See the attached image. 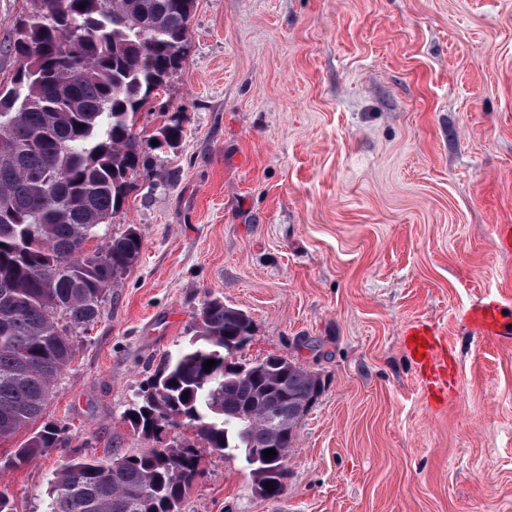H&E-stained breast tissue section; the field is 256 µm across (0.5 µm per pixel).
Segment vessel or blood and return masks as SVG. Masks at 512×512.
<instances>
[{
    "label": "vessel or blood",
    "mask_w": 512,
    "mask_h": 512,
    "mask_svg": "<svg viewBox=\"0 0 512 512\" xmlns=\"http://www.w3.org/2000/svg\"><path fill=\"white\" fill-rule=\"evenodd\" d=\"M461 317L473 335L503 342L512 341V267H501L496 291L464 308ZM408 358L413 359L418 381L429 404L436 408L448 402L454 358L447 338L431 323L415 321L403 335Z\"/></svg>",
    "instance_id": "1"
}]
</instances>
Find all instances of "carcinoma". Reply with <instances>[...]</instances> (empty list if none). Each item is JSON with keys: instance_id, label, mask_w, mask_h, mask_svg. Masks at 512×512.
Wrapping results in <instances>:
<instances>
[{"instance_id": "1", "label": "carcinoma", "mask_w": 512, "mask_h": 512, "mask_svg": "<svg viewBox=\"0 0 512 512\" xmlns=\"http://www.w3.org/2000/svg\"><path fill=\"white\" fill-rule=\"evenodd\" d=\"M194 7L195 0H33L14 23L5 51L16 67L0 88V438L42 416L48 390L73 359L74 337L100 319L109 289L141 253L132 225L103 236L136 178L150 177L135 116L181 69ZM182 134V123L170 121L155 148L175 147ZM97 238L101 245L88 250ZM250 324L224 301H204L193 336L160 359L127 419L147 439L182 418L217 452L255 449L276 499L304 419L298 407L315 402L324 382L283 356L250 374L227 369ZM271 420L288 421V436L275 435ZM71 443L65 427L46 423L3 466ZM164 452H76L50 481L44 512H181L200 460L189 446Z\"/></svg>"}]
</instances>
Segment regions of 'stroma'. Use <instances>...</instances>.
<instances>
[{"label": "stroma", "mask_w": 512, "mask_h": 512, "mask_svg": "<svg viewBox=\"0 0 512 512\" xmlns=\"http://www.w3.org/2000/svg\"><path fill=\"white\" fill-rule=\"evenodd\" d=\"M32 0H0L1 48ZM173 149L109 233L142 250L77 341L44 421L96 456L156 447L123 413L192 335L206 296L246 311L245 362L320 373L284 494L257 497L243 456L192 427L202 477L182 512H512V344L472 336L512 224V0H196L184 61L139 112ZM446 334L455 394L429 407L407 324ZM70 451L0 469L17 512H42Z\"/></svg>", "instance_id": "stroma-1"}]
</instances>
